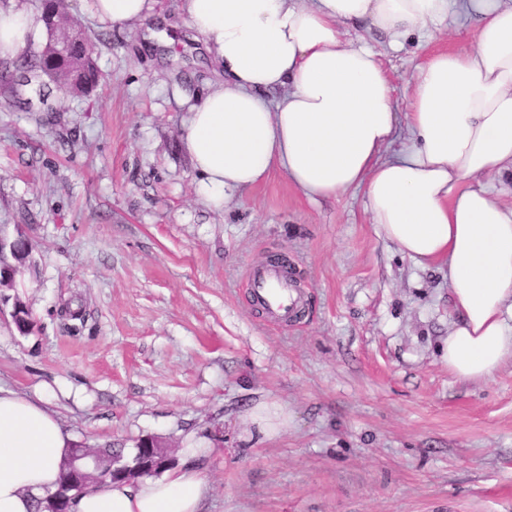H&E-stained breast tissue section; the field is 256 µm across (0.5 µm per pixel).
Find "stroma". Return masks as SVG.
I'll use <instances>...</instances> for the list:
<instances>
[{
  "instance_id": "obj_1",
  "label": "stroma",
  "mask_w": 512,
  "mask_h": 512,
  "mask_svg": "<svg viewBox=\"0 0 512 512\" xmlns=\"http://www.w3.org/2000/svg\"><path fill=\"white\" fill-rule=\"evenodd\" d=\"M157 9L174 38L158 50L66 0L98 85L0 93V234L24 231L34 261L0 288V387L91 446L197 449L203 512H512V364L449 373L447 274L379 237L362 190L312 201L277 172L210 206L181 126L222 74L181 0ZM346 38L377 53L402 109L417 64L469 49L472 29ZM279 254L303 297L285 326L247 276ZM262 402L291 417L268 440L244 424Z\"/></svg>"
}]
</instances>
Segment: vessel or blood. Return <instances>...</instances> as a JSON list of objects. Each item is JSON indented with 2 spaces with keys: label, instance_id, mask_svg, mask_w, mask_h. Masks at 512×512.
Returning <instances> with one entry per match:
<instances>
[{
  "label": "vessel or blood",
  "instance_id": "obj_1",
  "mask_svg": "<svg viewBox=\"0 0 512 512\" xmlns=\"http://www.w3.org/2000/svg\"><path fill=\"white\" fill-rule=\"evenodd\" d=\"M249 284L254 303L268 318L282 325L296 319L301 300L284 267L267 263L251 268Z\"/></svg>",
  "mask_w": 512,
  "mask_h": 512
}]
</instances>
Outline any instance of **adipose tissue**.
Returning <instances> with one entry per match:
<instances>
[{"label": "adipose tissue", "mask_w": 512, "mask_h": 512, "mask_svg": "<svg viewBox=\"0 0 512 512\" xmlns=\"http://www.w3.org/2000/svg\"><path fill=\"white\" fill-rule=\"evenodd\" d=\"M155 0H92L100 20L135 24ZM224 79L183 124L208 203L283 171L311 200L363 189L378 234L416 265L447 267L449 372L487 381L512 363V207L488 178L512 173V0H184ZM462 17L464 52L420 64L398 111L364 26L392 40ZM37 27L0 8V56ZM281 89L273 102L265 90ZM411 147L394 149L400 130ZM72 437L36 401L0 389V512H33L55 489ZM207 474L188 463L137 483L90 486L73 512H201Z\"/></svg>", "instance_id": "ef3b65f1"}]
</instances>
